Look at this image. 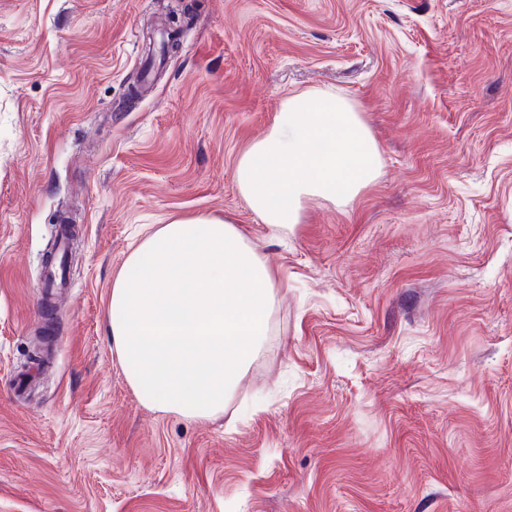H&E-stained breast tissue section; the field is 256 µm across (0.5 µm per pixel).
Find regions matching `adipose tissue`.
<instances>
[{"label": "adipose tissue", "mask_w": 512, "mask_h": 512, "mask_svg": "<svg viewBox=\"0 0 512 512\" xmlns=\"http://www.w3.org/2000/svg\"><path fill=\"white\" fill-rule=\"evenodd\" d=\"M380 166L375 140L343 96L299 93L238 159L248 207L272 229L298 223L305 201L352 198ZM271 270L229 220L161 225L128 255L109 293L110 336L142 400L205 419L224 410L269 331Z\"/></svg>", "instance_id": "obj_1"}]
</instances>
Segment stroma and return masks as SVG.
Returning a JSON list of instances; mask_svg holds the SVG:
<instances>
[{
    "label": "stroma",
    "mask_w": 512,
    "mask_h": 512,
    "mask_svg": "<svg viewBox=\"0 0 512 512\" xmlns=\"http://www.w3.org/2000/svg\"><path fill=\"white\" fill-rule=\"evenodd\" d=\"M320 91L380 174L274 234L236 163ZM201 213L277 282L207 419L144 404L108 335L150 225ZM0 512H512V0H0ZM58 235L60 237L58 258L51 267L45 268L43 278V288L49 291L69 287V283L66 280V276H64V270L62 266L63 252L68 240L67 228L65 226H60L58 229Z\"/></svg>",
    "instance_id": "1"
}]
</instances>
